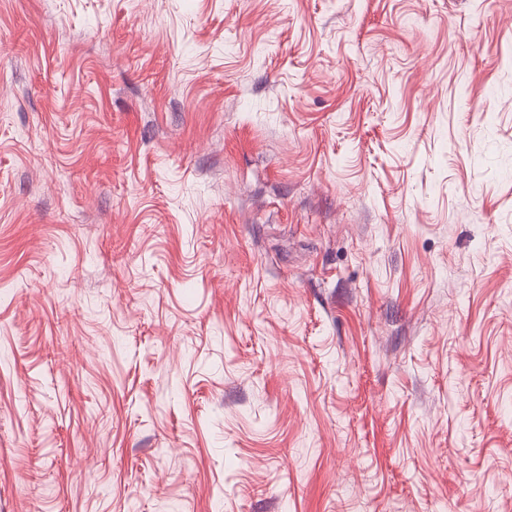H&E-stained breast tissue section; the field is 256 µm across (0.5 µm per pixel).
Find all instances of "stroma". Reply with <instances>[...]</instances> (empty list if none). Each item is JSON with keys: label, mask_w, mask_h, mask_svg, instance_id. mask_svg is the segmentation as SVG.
<instances>
[{"label": "stroma", "mask_w": 512, "mask_h": 512, "mask_svg": "<svg viewBox=\"0 0 512 512\" xmlns=\"http://www.w3.org/2000/svg\"><path fill=\"white\" fill-rule=\"evenodd\" d=\"M0 512H512V0H0Z\"/></svg>", "instance_id": "stroma-1"}]
</instances>
